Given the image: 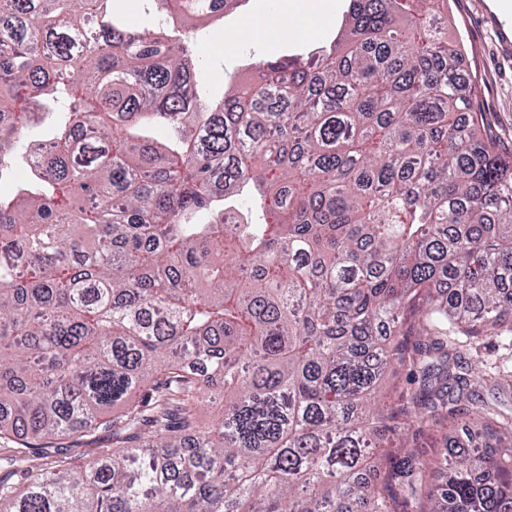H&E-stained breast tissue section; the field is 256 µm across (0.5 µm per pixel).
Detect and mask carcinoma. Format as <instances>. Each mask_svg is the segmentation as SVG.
<instances>
[{"instance_id":"carcinoma-1","label":"carcinoma","mask_w":512,"mask_h":512,"mask_svg":"<svg viewBox=\"0 0 512 512\" xmlns=\"http://www.w3.org/2000/svg\"><path fill=\"white\" fill-rule=\"evenodd\" d=\"M146 2L140 29L0 0V177L30 172L0 192V512H512V411L478 393L512 373L452 341L512 344V152L448 0H348L218 102L200 46L246 0ZM448 423L444 462L364 479ZM100 427L92 462L40 463Z\"/></svg>"}]
</instances>
